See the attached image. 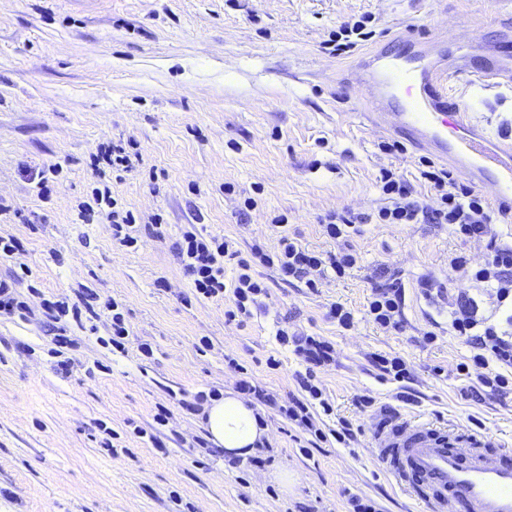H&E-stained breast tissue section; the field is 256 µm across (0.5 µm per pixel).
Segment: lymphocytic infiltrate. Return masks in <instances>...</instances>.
<instances>
[{
    "label": "lymphocytic infiltrate",
    "instance_id": "lymphocytic-infiltrate-1",
    "mask_svg": "<svg viewBox=\"0 0 512 512\" xmlns=\"http://www.w3.org/2000/svg\"><path fill=\"white\" fill-rule=\"evenodd\" d=\"M419 173L432 191L431 197L418 195L413 185L389 169L381 170L379 182L385 203L377 211L330 213L321 222L325 236L337 243L336 252L320 253L303 248L297 240L283 235L275 250L252 245L249 256H242L233 241L185 232L175 251L184 270L191 277L196 297L231 296L232 317L249 319L261 309L267 286L257 267L275 269L282 281L300 283L309 290L320 288L328 275L344 277L359 261L347 242L351 229L359 224H445L460 239L483 244L484 260L470 267L464 256L448 262L447 284L424 281L427 299L448 297V330L464 338L471 347L467 361L456 370L465 381L460 390L463 399L480 398L483 391L502 396L512 392V313L504 324L480 315L478 294L489 293L494 310H501L512 300V242H505L495 217L485 199L461 182L450 170L436 167L429 158H421ZM235 261L237 272L232 282L224 280L225 261ZM405 285L397 271L381 269L372 280L365 315L380 330L393 332L404 327ZM278 341L292 347L306 363L305 372L297 373L299 395L290 396L280 412L316 440H326L317 426L314 409L331 415L333 408L316 382L315 369L333 361V348L321 337L278 329Z\"/></svg>",
    "mask_w": 512,
    "mask_h": 512
}]
</instances>
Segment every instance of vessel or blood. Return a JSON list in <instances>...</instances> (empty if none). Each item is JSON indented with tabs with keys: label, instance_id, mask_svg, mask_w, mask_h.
I'll return each instance as SVG.
<instances>
[{
	"label": "vessel or blood",
	"instance_id": "1",
	"mask_svg": "<svg viewBox=\"0 0 512 512\" xmlns=\"http://www.w3.org/2000/svg\"><path fill=\"white\" fill-rule=\"evenodd\" d=\"M411 53L375 50L355 71L366 88L373 126L405 137L420 151L491 189L512 208V138L491 142L452 94L454 80L477 90L512 83V37L494 59L450 61L440 40L404 34ZM376 459L424 512H512V448L458 424L384 413L373 426Z\"/></svg>",
	"mask_w": 512,
	"mask_h": 512
}]
</instances>
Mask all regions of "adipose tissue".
Returning <instances> with one entry per match:
<instances>
[{"instance_id": "obj_1", "label": "adipose tissue", "mask_w": 512, "mask_h": 512, "mask_svg": "<svg viewBox=\"0 0 512 512\" xmlns=\"http://www.w3.org/2000/svg\"><path fill=\"white\" fill-rule=\"evenodd\" d=\"M205 417L210 441L227 456L245 458L262 448L265 429L257 411L241 396L226 393L207 406Z\"/></svg>"}]
</instances>
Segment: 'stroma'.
Here are the masks:
<instances>
[{"label":"stroma","instance_id":"1","mask_svg":"<svg viewBox=\"0 0 512 512\" xmlns=\"http://www.w3.org/2000/svg\"><path fill=\"white\" fill-rule=\"evenodd\" d=\"M366 15L375 35L363 51L400 50L407 28L446 30L449 51L478 53L512 31V0H0V236L23 245L0 260V278L28 271L27 312L0 315V512H350L353 495L377 512H418L374 459V411L355 405L397 391L375 375L371 352L413 369L416 402L402 416L512 443V394L460 398L456 366L470 348L449 333L447 305L420 292L421 279L446 282L449 256L483 259L447 225H362L350 239L357 268L315 292L261 269L268 295L243 325L229 320V299L195 298L175 254L190 228L244 254L257 242L276 248L283 232L333 252L321 219L374 212L381 169L427 193L415 149L380 150L391 136L363 116L355 53L328 49ZM455 92L479 126L512 137V88ZM112 143L131 154L130 170L97 161ZM104 188L116 207L97 202ZM116 210L133 212L137 247L113 240ZM279 215L281 230L271 225ZM385 267L406 288L400 332L364 318L370 278ZM47 299L90 301L96 313L55 321ZM337 301L354 311V329L328 318ZM112 302L130 328L122 353L105 343ZM284 326L334 345L335 364L316 371L334 407L325 423L363 426L358 447L330 438L301 450L303 433L277 409L301 369L276 337ZM427 331L437 335L429 345ZM60 335L72 341L67 372L56 365ZM143 340L152 358L140 355ZM242 367L274 399L256 403L267 438L244 459L216 448L203 416L183 408L197 392L236 390ZM161 406L171 414L162 452L146 435ZM103 424L119 433L118 452L103 448Z\"/></svg>","mask_w":512,"mask_h":512}]
</instances>
